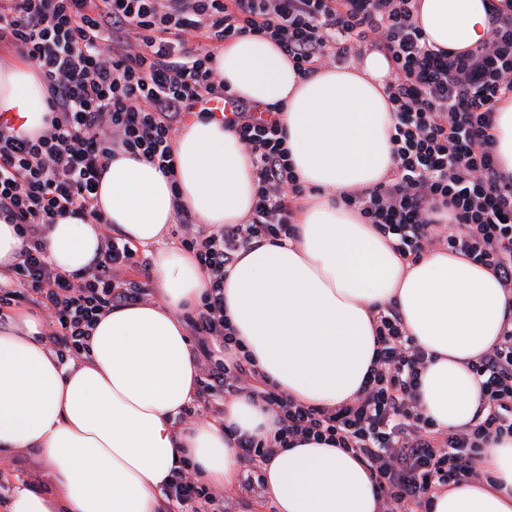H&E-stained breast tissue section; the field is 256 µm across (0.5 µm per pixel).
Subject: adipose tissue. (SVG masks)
Here are the masks:
<instances>
[{
	"label": "adipose tissue",
	"mask_w": 512,
	"mask_h": 512,
	"mask_svg": "<svg viewBox=\"0 0 512 512\" xmlns=\"http://www.w3.org/2000/svg\"><path fill=\"white\" fill-rule=\"evenodd\" d=\"M488 0H418L428 45L456 52L489 36ZM225 85L250 102L274 105L288 157L305 189L294 240L241 249L224 277V312L259 370L289 398L333 408L360 395L376 349L380 309L397 306L427 354L419 385L439 428L470 424L480 402L470 364L496 344L512 292L491 270L445 248L417 262L398 253L349 194L372 190L395 168L390 66L368 53L305 77L273 40L246 34L215 54ZM46 89L26 63L0 66V113L20 133L46 128ZM175 178L123 150L113 154L98 205L126 241L147 248L157 298L98 316L88 350L60 360L30 312L0 326V456L38 452L52 487L12 485L0 512H157L180 460L208 483L232 489L240 463L236 434L265 436L276 413L242 395L224 420L180 423L198 368L182 321L209 285L192 254L165 244L178 209L199 224L244 223L255 205L254 157L231 129L191 119L172 140ZM47 255L84 273L101 245L99 225L58 218ZM481 465L491 482L463 480L435 492L428 512H512V438L489 442ZM265 495L276 512H380L368 467L314 439L278 449L264 462Z\"/></svg>",
	"instance_id": "adipose-tissue-1"
}]
</instances>
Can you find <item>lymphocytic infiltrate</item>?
Listing matches in <instances>:
<instances>
[{
    "label": "lymphocytic infiltrate",
    "instance_id": "f902f5d3",
    "mask_svg": "<svg viewBox=\"0 0 512 512\" xmlns=\"http://www.w3.org/2000/svg\"><path fill=\"white\" fill-rule=\"evenodd\" d=\"M416 0H0V47L39 72L47 89L46 130L19 134L0 121V219L24 241L0 306L26 302L48 317L46 339L58 358L81 357L101 312L145 301L148 262L122 238L104 233L88 272L57 270L44 235L62 216L106 224L98 188L116 150L143 156L174 177L172 135L188 115L211 117L213 99H233L224 125L250 149L256 203L244 224L196 223L177 212L181 246L209 277L199 303L184 315L195 338L197 406L212 418L245 394L278 415L267 436L236 439L240 487L263 497L258 468L291 439L313 437L354 453L371 472L383 512H418L435 490L481 478L486 443L512 437V312L492 350L472 363L480 382L473 424L444 431L418 400L424 351L389 305L379 312L376 360L361 394L333 409L299 404L269 383L233 334L224 314V275L241 248L296 238L304 188L288 160L274 107L233 98L209 51L186 35L225 42L269 37L303 76L346 61L369 44L389 62L388 100L395 114L391 178L350 197L368 223L399 239L404 259L444 246L491 269L512 291V175L492 153L495 112L512 96V0H489V38L476 50L430 48L415 21ZM454 221L440 223V209ZM164 496L179 512H235L232 498L202 482L183 461Z\"/></svg>",
    "mask_w": 512,
    "mask_h": 512
}]
</instances>
